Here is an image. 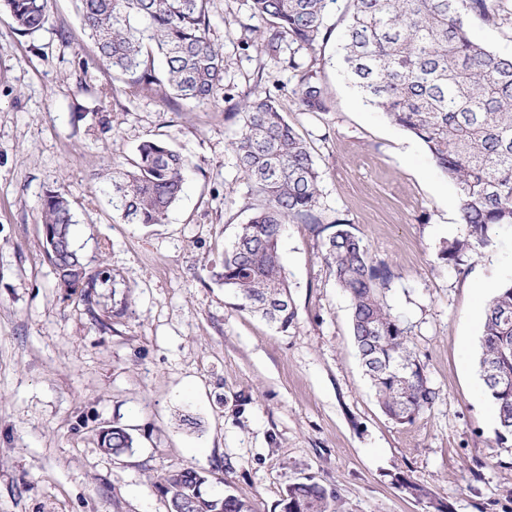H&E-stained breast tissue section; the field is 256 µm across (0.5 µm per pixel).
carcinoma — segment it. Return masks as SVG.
<instances>
[{"label": "carcinoma", "instance_id": "carcinoma-1", "mask_svg": "<svg viewBox=\"0 0 512 512\" xmlns=\"http://www.w3.org/2000/svg\"><path fill=\"white\" fill-rule=\"evenodd\" d=\"M98 60L132 94L162 85L194 107L216 101L224 87L223 47L209 37L211 0H74ZM336 0H251L252 14L268 22L263 42L312 53L328 42L326 12ZM343 34L342 68L365 103L394 126L417 137L435 165L451 180L467 236L445 254L458 262L465 253L512 229V56L500 55L471 39L469 20L491 26L512 20L509 0H352ZM16 30L32 35L50 21L49 0H0ZM305 112L330 109L322 88L303 75L296 91ZM239 168L257 204L235 241L224 251V291L236 308L259 315L282 332L295 318L283 276L280 241L286 225L318 224L320 173L313 156L271 91H259L240 112V135L232 143ZM189 161L166 140L142 141L133 156L113 163L112 208L129 224H163L184 192ZM43 246L57 286L82 288L91 301L95 279L71 237L68 193L49 190L41 202ZM323 241V259L347 296L352 333L365 374L382 411L398 424H411L429 410L437 392L430 386L409 330L384 302L380 282L392 271L376 266L362 238L332 224ZM480 377L496 409L495 440L512 442V280L496 289L484 308L478 359ZM133 437L114 426L99 437L101 451L118 457ZM205 473L187 466L158 474L152 487L169 512H253L234 494L210 497ZM402 493L426 500L437 512L447 505L409 477H395ZM338 495L310 479L288 484L281 512H337Z\"/></svg>", "mask_w": 512, "mask_h": 512}]
</instances>
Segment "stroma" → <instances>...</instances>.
<instances>
[{"label":"stroma","instance_id":"1","mask_svg":"<svg viewBox=\"0 0 512 512\" xmlns=\"http://www.w3.org/2000/svg\"><path fill=\"white\" fill-rule=\"evenodd\" d=\"M351 11L337 0L330 40L299 52L292 70L287 45L266 48L250 0H214L226 96L194 110L170 94L113 92L73 0H51L49 25L33 35L0 11V512H168L149 478L187 466L255 512H281L288 484L308 478L337 490L341 512H433L396 488L401 474L451 512H512V447L495 440L477 368L478 315L490 286L512 278V233L462 266L443 258L467 233L455 186L344 79L338 38ZM305 73L329 111L299 107ZM266 88L311 148L323 223L347 220L393 271L384 299L438 394L414 423L381 410L348 299L307 225L281 241L288 331L224 293V251L254 202L231 146L235 113ZM148 138L192 163L166 222L149 227L114 216L102 179ZM57 188L96 279L88 303L57 287L44 252L40 204ZM112 426L135 440L118 458L98 445Z\"/></svg>","mask_w":512,"mask_h":512}]
</instances>
